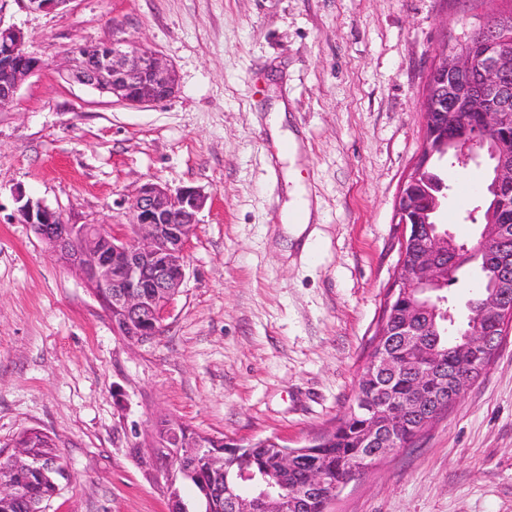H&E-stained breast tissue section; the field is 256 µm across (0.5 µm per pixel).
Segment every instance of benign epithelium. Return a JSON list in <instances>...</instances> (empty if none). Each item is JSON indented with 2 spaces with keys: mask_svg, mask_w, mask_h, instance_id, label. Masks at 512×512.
<instances>
[{
  "mask_svg": "<svg viewBox=\"0 0 512 512\" xmlns=\"http://www.w3.org/2000/svg\"><path fill=\"white\" fill-rule=\"evenodd\" d=\"M31 11H52L68 0H21ZM481 36L452 50H443L432 66L425 95L424 137L412 171L404 179L395 202V223L403 230L401 258L387 292L374 345L364 366L377 382L410 374L401 397L359 402L357 411L368 419L361 428V451L351 471L366 470L402 448L410 421L420 411L448 398V379L417 366L421 345L416 340L423 317L434 318L439 307L430 294L447 285L448 265L462 259L461 246L446 231L434 227L420 236L426 213L421 178L439 150L448 148L469 161L485 156L491 170L484 205L492 218L481 230V241L500 248L506 225L512 224V148L496 131L512 124V12H496L480 21ZM75 78L107 94L115 103L144 106L161 103L178 91L175 71L147 46L114 40L86 44L77 50ZM45 68L26 49L24 33L0 23V104L14 101L20 84ZM445 111L473 116L472 128L459 130L441 123ZM21 221L79 271L100 302H107L121 316L112 320L119 336H159L166 310L186 277L187 251L198 213L206 197L193 187L172 191L147 182L125 200L132 219L129 229L118 233L104 224H71L40 200L16 196ZM512 277L500 278L477 303L478 315L494 330L512 325ZM491 329L466 333L464 350L482 355L491 345ZM181 424L174 422L167 437L170 455L179 469H190L201 454L212 448L181 447ZM327 439L321 433L307 444L281 448L280 464L293 466L299 455H322ZM350 484L345 478L327 484L326 470L317 463L302 488L282 492L270 483L257 497H233L229 512H303L313 497L328 509Z\"/></svg>",
  "mask_w": 512,
  "mask_h": 512,
  "instance_id": "7a95c632",
  "label": "benign epithelium"
}]
</instances>
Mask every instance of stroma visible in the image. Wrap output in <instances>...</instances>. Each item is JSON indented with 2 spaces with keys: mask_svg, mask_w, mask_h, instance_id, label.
Listing matches in <instances>:
<instances>
[{
  "mask_svg": "<svg viewBox=\"0 0 512 512\" xmlns=\"http://www.w3.org/2000/svg\"><path fill=\"white\" fill-rule=\"evenodd\" d=\"M491 0H0L46 64L0 107V457L29 429L70 475L47 512H168L148 460L177 420L246 445L299 447L352 404L400 258L395 201L423 140L427 76ZM124 38L171 63L179 91L112 102L72 75L74 51ZM295 159L278 158L273 101ZM456 240L480 231L487 164ZM201 190L187 275L156 339L116 336L80 274L17 216V194L72 224H126L144 183ZM311 218L282 223L293 186ZM330 512H512V330L490 366L411 447ZM271 113L272 114L270 115L268 122L270 124L273 139L275 141H281L282 143L285 140L289 141L290 138L292 144L294 145V150L291 156H294V154L296 153V143L294 140V136L288 130H282L284 122L288 118L286 104L283 102L276 104L273 112Z\"/></svg>",
  "mask_w": 512,
  "mask_h": 512,
  "instance_id": "obj_1",
  "label": "stroma"
}]
</instances>
